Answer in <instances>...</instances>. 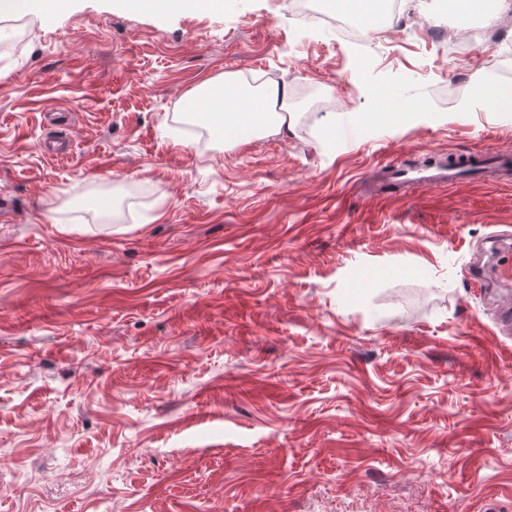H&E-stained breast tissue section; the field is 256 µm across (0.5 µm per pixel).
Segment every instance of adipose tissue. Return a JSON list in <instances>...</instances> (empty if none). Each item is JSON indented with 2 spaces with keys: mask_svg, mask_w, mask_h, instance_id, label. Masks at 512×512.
<instances>
[{
  "mask_svg": "<svg viewBox=\"0 0 512 512\" xmlns=\"http://www.w3.org/2000/svg\"><path fill=\"white\" fill-rule=\"evenodd\" d=\"M127 7L147 15L199 10L220 13L224 0H127ZM290 101L287 87L260 85L245 93L239 89L238 78L228 76L206 82L202 93L195 97L194 109L207 117L201 128L208 138L223 139L228 129L250 138L291 130L296 114Z\"/></svg>",
  "mask_w": 512,
  "mask_h": 512,
  "instance_id": "ef3b65f1",
  "label": "adipose tissue"
}]
</instances>
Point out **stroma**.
Segmentation results:
<instances>
[{
	"instance_id": "obj_1",
	"label": "stroma",
	"mask_w": 512,
	"mask_h": 512,
	"mask_svg": "<svg viewBox=\"0 0 512 512\" xmlns=\"http://www.w3.org/2000/svg\"><path fill=\"white\" fill-rule=\"evenodd\" d=\"M316 0L140 15L66 0L0 48V512H489L512 494V335L470 283L512 174L372 194L379 164L512 152L448 103L512 56L444 0L364 40ZM237 73L288 134L179 129ZM412 113L365 128L379 101ZM108 206L101 220L94 210ZM327 22L336 26L339 36L347 40H356L362 36V33L369 27L367 23L361 24V21L353 22L349 17L336 15V17L325 19Z\"/></svg>"
}]
</instances>
